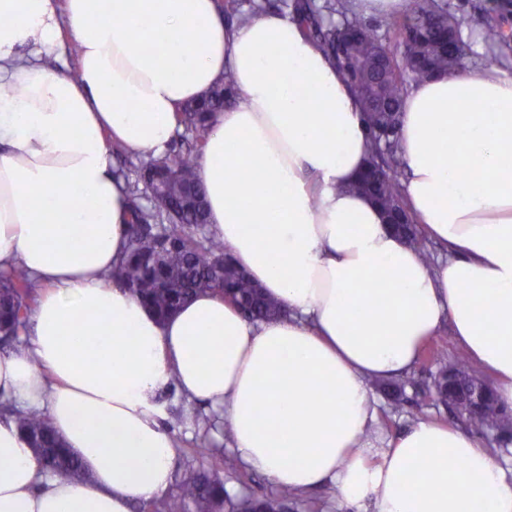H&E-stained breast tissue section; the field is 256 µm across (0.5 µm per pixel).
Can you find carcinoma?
<instances>
[{"mask_svg": "<svg viewBox=\"0 0 512 512\" xmlns=\"http://www.w3.org/2000/svg\"><path fill=\"white\" fill-rule=\"evenodd\" d=\"M298 24L302 34L315 42L330 61L343 73L349 87L362 104L371 138L370 161L356 184V190L380 205L383 212L404 203L401 176L404 163L398 150L397 137L384 141L380 130L389 122V112L400 109L408 84L428 78L427 71L413 66L408 57L397 59V71L375 83L374 59L378 49L405 46L411 29L419 28L433 18L439 26L461 31V20L445 0H408L405 15L393 20L386 33L387 42L366 24L364 15L353 0H279L276 6ZM220 10L229 26L238 25L267 10L253 4L242 9L239 0H220ZM509 13L501 5L485 17L478 37L487 52L498 63L512 61V40L503 32L502 24ZM340 16L337 23L334 16ZM469 47L463 38L445 44L441 35L423 39L413 55L421 57L443 71L460 68ZM234 98V75L224 78L204 98L183 105L175 113L179 149L140 163L137 178L126 182L130 229L125 250L110 278L125 285L132 295L157 316L164 318L201 293H215L240 306L248 305L250 319L262 320L276 313L262 289L239 272L224 267V241L212 234L198 236L197 221L207 218V202L198 209L185 204L184 188L200 181L197 158L202 153L215 114ZM37 298V284L21 266L0 274V347H15L19 333L28 327V318ZM427 361L439 366L430 376L429 395L437 400L448 382L440 375L447 368L448 354L442 341H430L422 350ZM14 419L19 430L37 450L43 470L49 474L68 471L82 477L80 463L69 455L54 433L49 417L39 410L21 411L10 402H0V419ZM460 423L477 434L498 426L512 430V416L490 410L479 415L460 416ZM201 457L219 456L224 471L234 473L237 460L221 448H198ZM293 493L256 497L263 512H282V506ZM233 500L224 489V480L216 470L187 465L177 490L165 497L140 505V512H224Z\"/></svg>", "mask_w": 512, "mask_h": 512, "instance_id": "carcinoma-1", "label": "carcinoma"}]
</instances>
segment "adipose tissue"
<instances>
[{"instance_id": "1", "label": "adipose tissue", "mask_w": 512, "mask_h": 512, "mask_svg": "<svg viewBox=\"0 0 512 512\" xmlns=\"http://www.w3.org/2000/svg\"><path fill=\"white\" fill-rule=\"evenodd\" d=\"M79 44V80L48 67ZM235 77L199 160L210 230L282 306L253 323L211 294L161 321L110 273L128 232L113 145L167 154L174 114ZM403 193L448 250L425 266L351 185L368 157L359 103L296 22L227 27L217 0H0V270L44 291L0 357V398L50 417L89 478L44 474L0 421V512H130L176 456L159 395L223 411L276 487L332 482L353 512H512V458L422 420L381 444L369 384L448 328L512 409V68L407 88ZM456 466H449V459Z\"/></svg>"}]
</instances>
